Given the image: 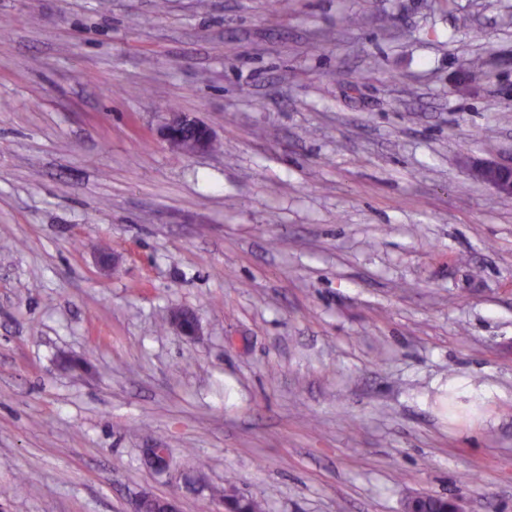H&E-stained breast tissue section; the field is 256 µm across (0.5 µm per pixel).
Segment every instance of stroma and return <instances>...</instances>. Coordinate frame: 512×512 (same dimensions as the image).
Here are the masks:
<instances>
[{"label":"stroma","instance_id":"obj_1","mask_svg":"<svg viewBox=\"0 0 512 512\" xmlns=\"http://www.w3.org/2000/svg\"><path fill=\"white\" fill-rule=\"evenodd\" d=\"M0 27V512H222L229 482L512 512V199L464 165L512 157V0H0ZM167 112L219 149L160 143Z\"/></svg>","mask_w":512,"mask_h":512}]
</instances>
